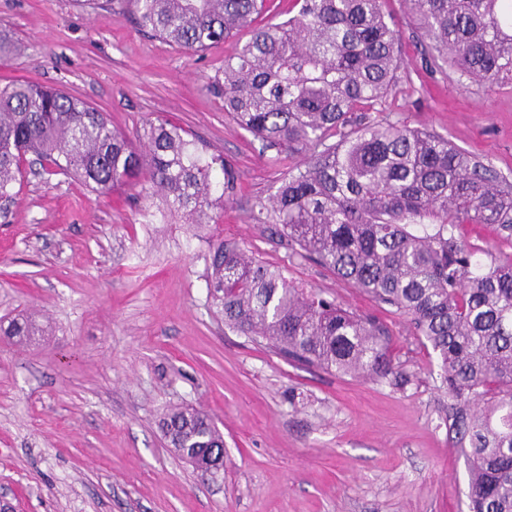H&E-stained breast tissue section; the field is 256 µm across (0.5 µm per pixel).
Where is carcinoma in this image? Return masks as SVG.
<instances>
[{"label":"carcinoma","mask_w":512,"mask_h":512,"mask_svg":"<svg viewBox=\"0 0 512 512\" xmlns=\"http://www.w3.org/2000/svg\"><path fill=\"white\" fill-rule=\"evenodd\" d=\"M121 2L142 29L190 54L251 28L211 84L242 129L297 159L252 219L410 319L456 400L469 512H512V255L493 256L457 234L462 224H491L512 242V182L440 135L367 115L401 63L400 31L383 0H297L296 15L269 26L255 25L266 0ZM406 4L420 37L460 76L512 79V0ZM30 153L47 174L76 177L100 194L133 181L190 224L212 221L213 205L232 200L239 181L224 158L163 119L133 140L60 90L0 87L1 200L13 196ZM207 281L225 327L286 359L338 375L402 378L382 326L304 292L236 241L209 240ZM37 332L27 319L3 330L18 347ZM162 431L180 455L224 446L201 410H171Z\"/></svg>","instance_id":"1"}]
</instances>
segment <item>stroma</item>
<instances>
[{
	"mask_svg": "<svg viewBox=\"0 0 512 512\" xmlns=\"http://www.w3.org/2000/svg\"><path fill=\"white\" fill-rule=\"evenodd\" d=\"M398 83L381 108L438 133L512 178V80L472 82L437 66L404 0ZM21 54L0 86L60 88L135 136L161 118L239 172L214 223L154 219L160 198L96 194L25 168L0 215V324L40 329L0 340V492L17 512H468V460L436 355L402 315L251 219L288 170L241 129L208 82L249 40L242 30L190 56L101 0H0V31ZM241 243L305 291L380 322L403 380L339 375L276 355L224 326L207 288L208 241ZM173 405L205 410L224 468L201 475L159 427ZM0 331L5 336H9L14 345L21 347L30 342L31 336H35L38 329L28 319H15L10 322L6 329H2L0 325Z\"/></svg>",
	"mask_w": 512,
	"mask_h": 512,
	"instance_id": "1",
	"label": "stroma"
}]
</instances>
